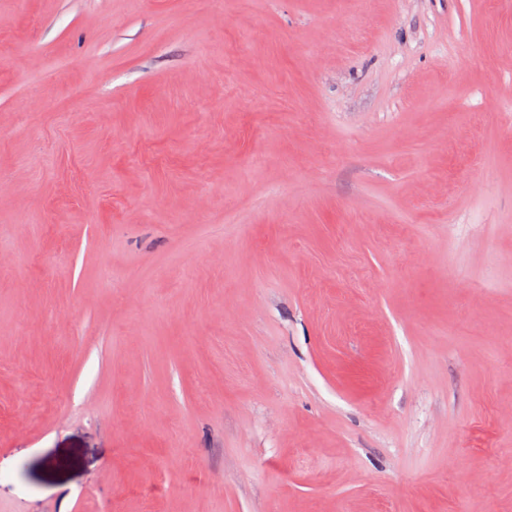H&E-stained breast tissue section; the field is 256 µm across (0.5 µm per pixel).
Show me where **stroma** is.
I'll return each mask as SVG.
<instances>
[{"label":"stroma","instance_id":"35a3bbf8","mask_svg":"<svg viewBox=\"0 0 512 512\" xmlns=\"http://www.w3.org/2000/svg\"><path fill=\"white\" fill-rule=\"evenodd\" d=\"M0 512H512V0H0Z\"/></svg>","mask_w":512,"mask_h":512}]
</instances>
